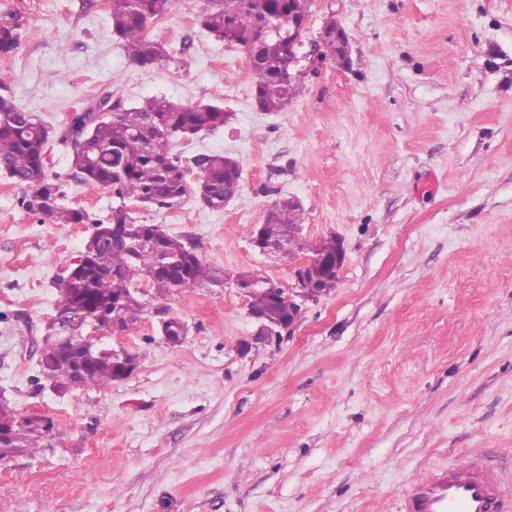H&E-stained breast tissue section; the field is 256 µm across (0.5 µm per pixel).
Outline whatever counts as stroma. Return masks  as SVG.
Returning a JSON list of instances; mask_svg holds the SVG:
<instances>
[{
    "label": "stroma",
    "instance_id": "stroma-1",
    "mask_svg": "<svg viewBox=\"0 0 512 512\" xmlns=\"http://www.w3.org/2000/svg\"><path fill=\"white\" fill-rule=\"evenodd\" d=\"M110 0H0L20 44L0 58V94L50 129L45 163L87 224L20 207L0 169V393L53 430L0 466V512H395L407 485L462 456L512 451V0H315L308 37L335 10L348 68L325 64L284 112L254 103L242 48L202 26L207 0H172L142 68L113 37ZM213 104L223 126L174 139L181 159L234 157L224 209L193 195L137 222L191 241L225 272L290 286L296 258L251 244L279 198L298 200L304 241L336 235L331 294L291 330L241 352L256 330L233 284L155 300L105 337L138 357L129 377L53 391L41 339L58 287L110 190L78 182L60 136L105 93ZM163 307L187 326L165 340Z\"/></svg>",
    "mask_w": 512,
    "mask_h": 512
}]
</instances>
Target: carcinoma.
<instances>
[{
  "label": "carcinoma",
  "mask_w": 512,
  "mask_h": 512,
  "mask_svg": "<svg viewBox=\"0 0 512 512\" xmlns=\"http://www.w3.org/2000/svg\"><path fill=\"white\" fill-rule=\"evenodd\" d=\"M171 0H111L110 25L128 56L142 67L163 61V45L147 36L148 24L169 12ZM203 26L214 39L246 46L255 28L254 14L241 7L240 0H208ZM261 7L272 15L290 14L303 19L311 0H262ZM20 43L19 24L12 15L0 17V57L11 54ZM288 27L269 39L264 59L249 61L253 95L265 112H282L303 92L308 72L288 69L284 54ZM112 106V115L95 116V108ZM97 107L86 110L76 126H66L64 137L74 143L76 178L91 186L112 191L119 204L112 207L107 221L95 223L86 245L87 257L76 276L63 280L65 288H79L87 305L99 313L106 325L115 317L137 320L146 308L134 287L146 282L156 297L164 298L197 283L218 285L224 271L204 264L194 246L179 237L158 231L153 224L137 222L126 210L133 199L146 206L169 208L187 193L188 178L194 175L195 197L212 210H221L240 191L242 170L237 160L224 155L198 154L189 162L169 151V143L224 124V108L178 104L155 96L141 105L121 107L112 95ZM49 131L12 98L0 96V168L24 189L20 200L27 211L46 216L58 224H87L90 216L82 208H68L62 198L58 177L47 173L43 155ZM304 223L301 206L283 198L266 212L262 233L278 241L288 235L292 224ZM338 268L332 267L312 279V293L327 295L337 288ZM253 310H265L276 321H288L294 311L285 299L273 304L267 294L249 298ZM79 315L62 303L55 319L72 326L71 337L58 346L43 348V374L56 381L78 377L82 387H102L120 380L118 360L108 351L90 346ZM50 429L28 416L20 418L10 435L0 440V462L23 453L34 438Z\"/></svg>",
  "instance_id": "1"
}]
</instances>
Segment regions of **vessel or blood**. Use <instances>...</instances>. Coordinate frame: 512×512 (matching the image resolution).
<instances>
[{
  "mask_svg": "<svg viewBox=\"0 0 512 512\" xmlns=\"http://www.w3.org/2000/svg\"><path fill=\"white\" fill-rule=\"evenodd\" d=\"M397 512H512V482L494 457L467 456L413 481Z\"/></svg>",
  "mask_w": 512,
  "mask_h": 512,
  "instance_id": "b4317fda",
  "label": "vessel or blood"
}]
</instances>
